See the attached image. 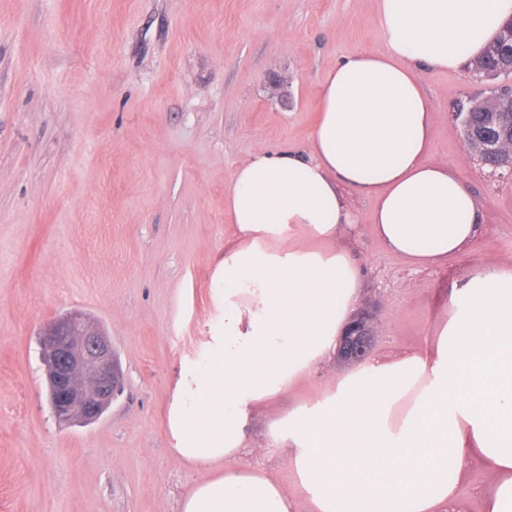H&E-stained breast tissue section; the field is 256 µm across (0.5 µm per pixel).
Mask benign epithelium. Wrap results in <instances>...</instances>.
<instances>
[{
    "label": "benign epithelium",
    "instance_id": "7a95c632",
    "mask_svg": "<svg viewBox=\"0 0 512 512\" xmlns=\"http://www.w3.org/2000/svg\"><path fill=\"white\" fill-rule=\"evenodd\" d=\"M468 149L499 177L512 181V116L488 135L462 129ZM49 404L61 422L97 420L120 393L123 372L109 337L80 312H69L45 324L40 333ZM375 345L373 315L359 309L336 346L344 363L367 358Z\"/></svg>",
    "mask_w": 512,
    "mask_h": 512
}]
</instances>
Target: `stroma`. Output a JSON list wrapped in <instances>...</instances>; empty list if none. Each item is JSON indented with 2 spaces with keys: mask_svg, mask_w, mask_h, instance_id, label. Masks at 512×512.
Returning a JSON list of instances; mask_svg holds the SVG:
<instances>
[{
  "mask_svg": "<svg viewBox=\"0 0 512 512\" xmlns=\"http://www.w3.org/2000/svg\"><path fill=\"white\" fill-rule=\"evenodd\" d=\"M378 0H0V512H177L207 478L171 453L185 361L223 326L218 264L234 168L303 147L321 80L380 48ZM431 158L481 205L447 269L410 267L358 218L376 351L411 346L436 297L481 261L512 262V182L468 150L452 112L488 96L470 71L425 72ZM80 311L109 337L123 392L96 421L51 414L38 328ZM324 365L250 417L241 465L287 478L272 421L346 373Z\"/></svg>",
  "mask_w": 512,
  "mask_h": 512,
  "instance_id": "stroma-1",
  "label": "stroma"
}]
</instances>
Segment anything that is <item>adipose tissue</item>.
Masks as SVG:
<instances>
[{
  "instance_id": "1",
  "label": "adipose tissue",
  "mask_w": 512,
  "mask_h": 512,
  "mask_svg": "<svg viewBox=\"0 0 512 512\" xmlns=\"http://www.w3.org/2000/svg\"><path fill=\"white\" fill-rule=\"evenodd\" d=\"M512 0H378L381 50L321 80L305 151L259 147L224 206V332L214 361L185 363L172 453L208 469L178 512H512V265L479 263L441 298L423 345L375 355L289 413L272 439L291 486L236 463L252 412L329 360L361 289L346 193L372 201V230L416 267H446L478 237L477 199L429 158L424 71L480 56ZM482 483L462 493L472 466Z\"/></svg>"
}]
</instances>
